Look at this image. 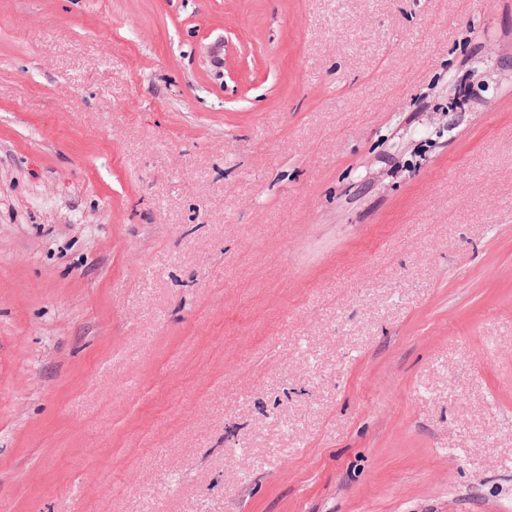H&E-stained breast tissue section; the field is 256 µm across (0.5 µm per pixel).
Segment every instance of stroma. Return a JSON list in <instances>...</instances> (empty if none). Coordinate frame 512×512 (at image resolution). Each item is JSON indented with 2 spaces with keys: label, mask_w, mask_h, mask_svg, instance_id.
Masks as SVG:
<instances>
[{
  "label": "stroma",
  "mask_w": 512,
  "mask_h": 512,
  "mask_svg": "<svg viewBox=\"0 0 512 512\" xmlns=\"http://www.w3.org/2000/svg\"><path fill=\"white\" fill-rule=\"evenodd\" d=\"M0 512H512V0H0Z\"/></svg>",
  "instance_id": "1"
}]
</instances>
